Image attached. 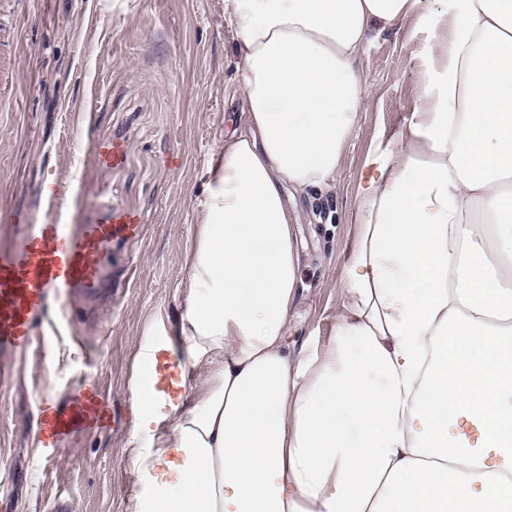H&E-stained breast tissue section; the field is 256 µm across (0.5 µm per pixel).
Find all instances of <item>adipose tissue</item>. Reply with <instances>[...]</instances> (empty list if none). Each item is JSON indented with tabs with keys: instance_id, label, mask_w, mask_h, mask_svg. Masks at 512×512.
Returning a JSON list of instances; mask_svg holds the SVG:
<instances>
[{
	"instance_id": "adipose-tissue-1",
	"label": "adipose tissue",
	"mask_w": 512,
	"mask_h": 512,
	"mask_svg": "<svg viewBox=\"0 0 512 512\" xmlns=\"http://www.w3.org/2000/svg\"><path fill=\"white\" fill-rule=\"evenodd\" d=\"M417 15L423 104L376 145L326 348L288 350L290 198L335 178L373 34ZM244 123L208 168L171 353L131 383L129 512H512V0H224ZM181 383V370L162 350L147 363L144 384L159 401L174 398L181 391Z\"/></svg>"
}]
</instances>
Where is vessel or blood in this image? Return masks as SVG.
<instances>
[{
  "instance_id": "obj_1",
  "label": "vessel or blood",
  "mask_w": 512,
  "mask_h": 512,
  "mask_svg": "<svg viewBox=\"0 0 512 512\" xmlns=\"http://www.w3.org/2000/svg\"><path fill=\"white\" fill-rule=\"evenodd\" d=\"M9 222L19 239L0 247V355L21 357L32 349L50 301L65 303L79 293L96 296L113 238L138 237L142 226L137 216L125 213L76 231L54 221L35 223L24 210L13 211ZM181 383L178 365L165 353L149 360L144 384L159 400L174 398ZM39 411L38 445L48 457L70 440L111 425L109 403L93 383L73 386L62 402L42 401Z\"/></svg>"
}]
</instances>
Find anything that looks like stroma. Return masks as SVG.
<instances>
[{
    "instance_id": "stroma-1",
    "label": "stroma",
    "mask_w": 512,
    "mask_h": 512,
    "mask_svg": "<svg viewBox=\"0 0 512 512\" xmlns=\"http://www.w3.org/2000/svg\"><path fill=\"white\" fill-rule=\"evenodd\" d=\"M21 85L0 88V246L11 211L80 226L117 210L139 213L136 239H113L101 294L51 303L32 350L0 357V512H128L134 476L129 387L135 356L184 300L203 173L242 122L230 93L235 47L224 0H16ZM417 16L378 34L361 57L372 100L359 113L336 188L300 201L302 283L289 318L293 353L325 345L343 296L354 212L370 151L400 137L422 104L416 73L428 39ZM124 149L120 166L95 159V141ZM97 384L114 423L46 458L34 427L41 398Z\"/></svg>"
}]
</instances>
